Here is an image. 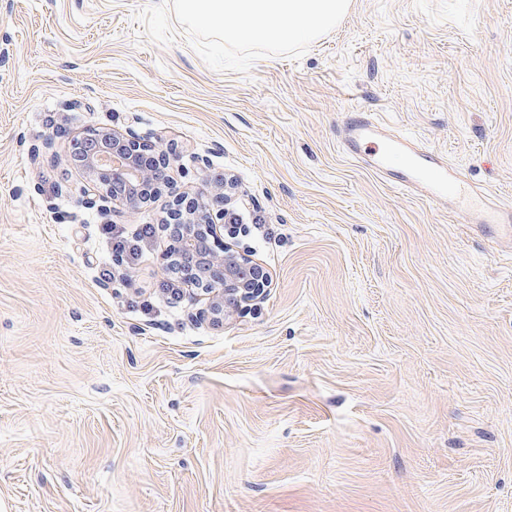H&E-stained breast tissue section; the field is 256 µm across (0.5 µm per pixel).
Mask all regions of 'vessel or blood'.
<instances>
[{
  "mask_svg": "<svg viewBox=\"0 0 512 512\" xmlns=\"http://www.w3.org/2000/svg\"><path fill=\"white\" fill-rule=\"evenodd\" d=\"M345 155L362 163L393 188L453 207L471 229L512 241V206L500 205L465 183L445 155L413 137L394 132L373 114L349 112L340 133Z\"/></svg>",
  "mask_w": 512,
  "mask_h": 512,
  "instance_id": "obj_1",
  "label": "vessel or blood"
}]
</instances>
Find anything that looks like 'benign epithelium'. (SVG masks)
Here are the masks:
<instances>
[{
    "mask_svg": "<svg viewBox=\"0 0 512 512\" xmlns=\"http://www.w3.org/2000/svg\"><path fill=\"white\" fill-rule=\"evenodd\" d=\"M177 158L171 144H149L132 132L106 128L85 130L66 153L67 165L94 189L84 207L101 215L135 214L167 195L159 220L160 264L207 299L196 319L222 325L264 300L269 277L245 250L224 242L241 232V225L226 220L228 205L239 197L238 180L210 176L191 197L170 177Z\"/></svg>",
    "mask_w": 512,
    "mask_h": 512,
    "instance_id": "benign-epithelium-1",
    "label": "benign epithelium"
}]
</instances>
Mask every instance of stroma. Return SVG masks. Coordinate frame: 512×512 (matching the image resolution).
I'll use <instances>...</instances> for the list:
<instances>
[{
    "instance_id": "1",
    "label": "stroma",
    "mask_w": 512,
    "mask_h": 512,
    "mask_svg": "<svg viewBox=\"0 0 512 512\" xmlns=\"http://www.w3.org/2000/svg\"><path fill=\"white\" fill-rule=\"evenodd\" d=\"M153 0H0V512H512V246L394 192L376 113L512 204V0H350L297 59L209 68ZM91 127L241 186L271 277L221 327L169 300L159 206L101 218L44 149ZM107 228L108 233L111 234L114 249L121 253L128 252L133 259L138 255L140 249L138 243L153 239L158 231L155 224H142L133 239H128L123 235L124 231L116 229L112 224L107 225Z\"/></svg>"
}]
</instances>
